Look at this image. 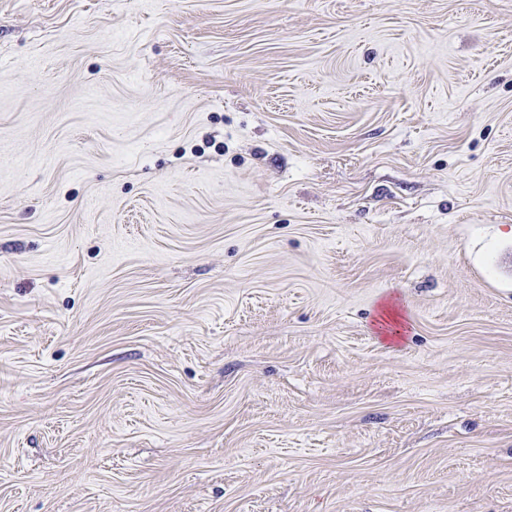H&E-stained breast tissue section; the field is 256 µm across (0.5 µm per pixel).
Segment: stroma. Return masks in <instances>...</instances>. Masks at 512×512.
<instances>
[{
  "label": "stroma",
  "mask_w": 512,
  "mask_h": 512,
  "mask_svg": "<svg viewBox=\"0 0 512 512\" xmlns=\"http://www.w3.org/2000/svg\"><path fill=\"white\" fill-rule=\"evenodd\" d=\"M512 0H0V512H512Z\"/></svg>",
  "instance_id": "stroma-1"
}]
</instances>
